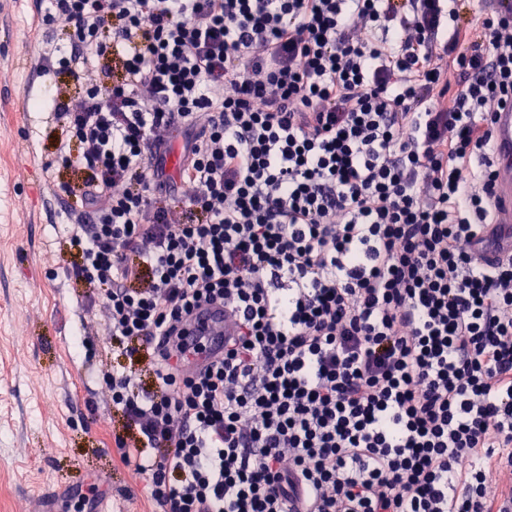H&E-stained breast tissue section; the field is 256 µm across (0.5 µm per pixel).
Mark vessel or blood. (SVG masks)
<instances>
[{"label": "vessel or blood", "mask_w": 512, "mask_h": 512, "mask_svg": "<svg viewBox=\"0 0 512 512\" xmlns=\"http://www.w3.org/2000/svg\"><path fill=\"white\" fill-rule=\"evenodd\" d=\"M498 178L494 188L497 206L498 246L486 253V260L512 252V109L500 112L493 126ZM230 327L224 320V309L209 306L202 309L188 327L186 363L202 366L213 356L222 354L224 338Z\"/></svg>", "instance_id": "vessel-or-blood-1"}]
</instances>
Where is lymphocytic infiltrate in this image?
<instances>
[{
  "label": "lymphocytic infiltrate",
  "mask_w": 512,
  "mask_h": 512,
  "mask_svg": "<svg viewBox=\"0 0 512 512\" xmlns=\"http://www.w3.org/2000/svg\"><path fill=\"white\" fill-rule=\"evenodd\" d=\"M44 2L71 33L38 72L85 83L42 99L44 172L79 197L101 342L149 355L150 388L102 380L162 512H501L512 254L483 249L512 0ZM213 304L224 352L184 368Z\"/></svg>",
  "instance_id": "obj_1"
}]
</instances>
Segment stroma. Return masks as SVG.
Segmentation results:
<instances>
[{"label":"stroma","mask_w":512,"mask_h":512,"mask_svg":"<svg viewBox=\"0 0 512 512\" xmlns=\"http://www.w3.org/2000/svg\"><path fill=\"white\" fill-rule=\"evenodd\" d=\"M39 0H0V512H81L73 492L93 495L95 512H159L132 469L122 465L113 434L128 429L113 410L101 369L123 371L124 346L81 344L97 328L91 291L67 276L78 250L67 234V208L42 165L55 134L27 98L46 87H80L35 64L41 43H66L64 25L37 21Z\"/></svg>","instance_id":"stroma-1"}]
</instances>
